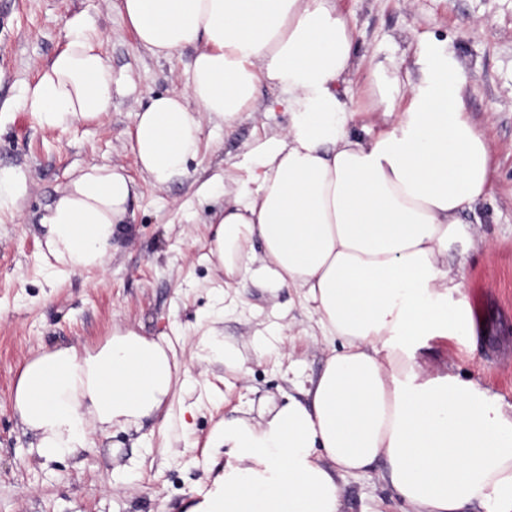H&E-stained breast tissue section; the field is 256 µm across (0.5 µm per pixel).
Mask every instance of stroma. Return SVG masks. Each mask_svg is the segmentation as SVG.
Masks as SVG:
<instances>
[{"label":"stroma","mask_w":512,"mask_h":512,"mask_svg":"<svg viewBox=\"0 0 512 512\" xmlns=\"http://www.w3.org/2000/svg\"><path fill=\"white\" fill-rule=\"evenodd\" d=\"M354 36L347 98L356 123L385 121L373 109V68L418 74L433 48L459 64L464 109L490 146L488 195L466 211L481 244L466 257L464 293L477 323L475 346L430 343L432 365L451 364L512 405V0H336ZM119 0H0V169L20 185L14 209L0 213V512H189L211 488L225 460L206 449L219 420L257 416L298 396L316 379L333 342L297 289L254 276L227 278L209 252L210 215L232 200L254 150L287 127L283 91L260 87L255 106L232 124L204 119L201 150L188 179L154 186L141 177L130 133L150 96L182 86L193 51L154 56L139 46ZM80 19L104 36L112 58V110L101 121L61 130L17 109L26 85L67 41ZM120 165L138 193L106 270L59 281L42 257L38 217L75 166ZM169 336L190 384L172 403L194 409L190 427L144 420L141 430L113 429L105 447L87 448L42 468L27 448L13 406L19 373L56 345H96L115 326ZM216 330L249 372L204 365L189 349ZM347 512H405L378 471L342 482Z\"/></svg>","instance_id":"35a3bbf8"}]
</instances>
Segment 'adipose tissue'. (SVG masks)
I'll list each match as a JSON object with an SVG mask.
<instances>
[{
    "mask_svg": "<svg viewBox=\"0 0 512 512\" xmlns=\"http://www.w3.org/2000/svg\"><path fill=\"white\" fill-rule=\"evenodd\" d=\"M119 11L155 56L194 50L184 87L136 114L132 148L156 186L189 176L203 117L234 123L262 84L287 92L291 120L214 216L210 252L232 275L261 241L259 273L302 289L339 343L306 400L217 423L207 445L229 457L191 512H346L342 480L373 469L409 512H512V408L424 357L434 339L477 334L448 253L478 244L460 215L487 193L490 149L464 110L457 62L433 53L400 111L398 73L376 68L388 123L364 139L339 94L354 38L336 0H120ZM67 38L17 101L62 129L112 109L100 35L73 23ZM135 194L124 167L72 172L40 218L55 278L105 269ZM188 384L170 340L124 330L92 350H42L14 404L47 464L93 447L92 433L139 428Z\"/></svg>",
    "mask_w": 512,
    "mask_h": 512,
    "instance_id": "adipose-tissue-1",
    "label": "adipose tissue"
}]
</instances>
